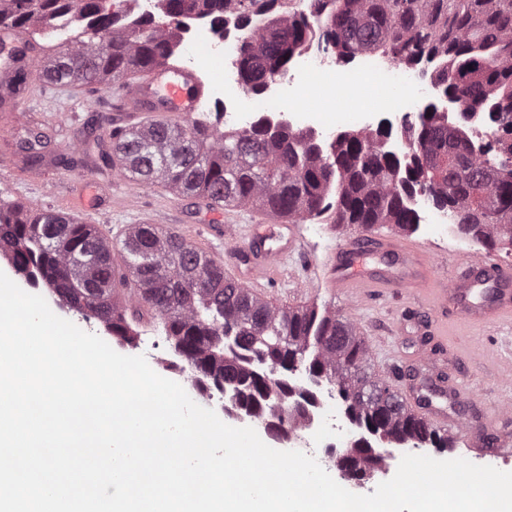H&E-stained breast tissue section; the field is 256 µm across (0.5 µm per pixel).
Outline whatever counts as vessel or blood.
<instances>
[{
	"label": "vessel or blood",
	"mask_w": 512,
	"mask_h": 512,
	"mask_svg": "<svg viewBox=\"0 0 512 512\" xmlns=\"http://www.w3.org/2000/svg\"><path fill=\"white\" fill-rule=\"evenodd\" d=\"M209 94L210 86L199 69L168 65L133 74L118 87L115 108L164 122L201 112ZM98 209L96 186L89 181L81 209L65 206L59 216L84 223ZM199 232L228 243L247 241V250L225 259L224 274L277 308L306 305L324 288L337 290L353 308L388 293H421L432 309L453 310L467 321L512 323V266L488 252H460L450 260L447 247L438 244L425 249L410 239L359 237L337 249L335 262L309 264L306 273L299 275L289 268L287 259L313 249L302 225L268 224L261 218L245 219L228 213L223 223L201 225ZM380 252L386 256L387 266L368 269L367 259ZM446 261L453 264L448 274L442 270ZM284 279L292 281L294 287L283 299L274 295L272 287ZM383 372L407 408L461 440L464 459L488 465L495 459L512 457V404L499 405V424L477 428L467 416L448 413L417 395L403 379L395 377L391 367H384Z\"/></svg>",
	"instance_id": "b4317fda"
}]
</instances>
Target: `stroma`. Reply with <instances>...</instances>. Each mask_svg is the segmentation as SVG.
I'll use <instances>...</instances> for the list:
<instances>
[{
	"mask_svg": "<svg viewBox=\"0 0 512 512\" xmlns=\"http://www.w3.org/2000/svg\"><path fill=\"white\" fill-rule=\"evenodd\" d=\"M180 61L195 66L205 65L214 91L203 113L211 122H221L220 111L224 101V79L221 66L207 44L199 43L190 50L178 51ZM339 73L324 77L306 73L301 96L280 95L270 103L275 112H286L296 107L319 113L325 128L340 129L341 114L350 108L369 110L382 118L393 117L396 106L410 101L413 109H421L438 94L430 81L420 74L401 81L392 77L381 80L370 75L345 92H338ZM25 113L23 124H12L8 113ZM120 114L112 105L108 89L76 92L66 85L33 90L29 97L0 100V168L8 175L0 179V198L25 205L42 201L43 205H58L77 198L86 179H94L111 194L112 205L93 216L103 234L113 245H120L123 231L130 224L139 223L155 211H163L164 228L180 231L185 224H209L213 217L206 212V202L199 197H180L162 186L135 190L132 183L121 177L100 159L108 149V133ZM43 135L45 162L40 173L53 184L49 194H41L26 179L32 168L28 154L22 148L31 131ZM306 235L318 245L317 261H330L339 244L357 236L358 231L333 224L324 216L307 222ZM45 300L57 316L69 320L83 331L106 337L108 345L123 355H145L146 359L170 354L171 345L162 328H142L141 336H151V349L129 347L115 337L106 336L100 323L84 320L75 312L59 308L58 299L45 293ZM319 307H329L347 317L357 319L374 337L375 355L387 362L392 355H400L409 374H417L418 362L428 369L443 373L449 386L462 393L466 404L462 411L472 420L493 417L500 401L512 400V327L507 325H462L452 314L429 312L418 300L409 296L387 294L383 298L352 309L342 297L321 292L316 299ZM404 324L403 334H392L396 324Z\"/></svg>",
	"mask_w": 512,
	"mask_h": 512,
	"instance_id": "35a3bbf8",
	"label": "stroma"
}]
</instances>
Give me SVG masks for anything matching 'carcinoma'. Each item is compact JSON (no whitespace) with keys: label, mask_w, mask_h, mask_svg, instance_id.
<instances>
[{"label":"carcinoma","mask_w":512,"mask_h":512,"mask_svg":"<svg viewBox=\"0 0 512 512\" xmlns=\"http://www.w3.org/2000/svg\"><path fill=\"white\" fill-rule=\"evenodd\" d=\"M158 0L166 25L150 15L120 23L101 0H0V26L49 33L77 27L43 55L41 70L74 88H110L132 68L177 62L173 43L179 19L194 12L213 24L261 19L238 44L241 82L261 92L282 78L294 55L315 44L338 64L356 56L385 57L401 67L432 65V82L457 102L463 123L448 120L435 103L423 108L431 122L410 125L400 149L382 144L381 130L344 131L323 144L310 131L256 123L222 131L197 119L182 125L147 122L128 130L103 155L132 181L161 184L176 195L212 196L224 206L251 208L301 224L328 213L336 224L413 231V193L431 198L491 248L512 246V167L489 166L476 151L470 119L485 113L501 154H512V0ZM94 224L39 218L0 203V255L15 272L54 293L67 309L94 318L133 345L143 322L160 323L185 361L239 372L242 391L258 384L250 370L262 352L269 362L292 357L322 375L336 394L353 400L352 414L370 433L394 444L448 447V434L427 426L385 394L367 349L349 320L317 305L302 313L274 312L224 279V267L202 257L185 240L153 224H132L121 243ZM288 376L266 383L265 416L282 407L300 411L288 397Z\"/></svg>","instance_id":"1"}]
</instances>
